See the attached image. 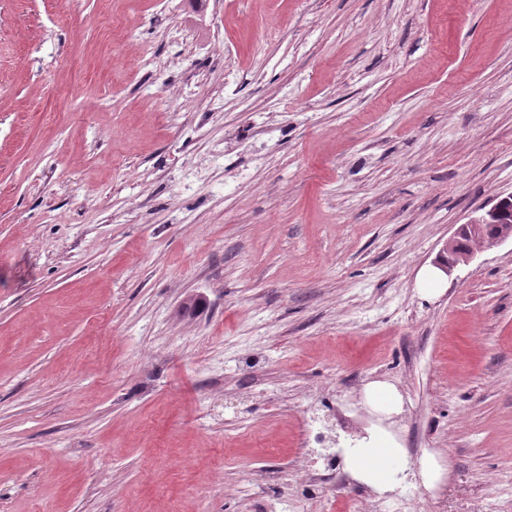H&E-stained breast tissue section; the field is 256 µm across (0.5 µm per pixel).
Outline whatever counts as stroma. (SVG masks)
Masks as SVG:
<instances>
[{"label":"stroma","mask_w":512,"mask_h":512,"mask_svg":"<svg viewBox=\"0 0 512 512\" xmlns=\"http://www.w3.org/2000/svg\"><path fill=\"white\" fill-rule=\"evenodd\" d=\"M509 193L512 0H0V512H512ZM506 197V198H505ZM500 199H504L502 203V224H494L493 220H490L496 213L495 206L487 209L482 213L478 218L469 221L467 224H478L470 225L464 228H461L459 231L457 240L459 242V247L457 250H463L468 248L471 245L476 244L477 240L482 239L485 242H490L494 238L499 235L500 226L507 227L509 224L512 225V196H505ZM486 249L487 248L483 246H473L471 250L465 254V258L463 259V261H456V255H452V252H455V239L453 235L444 242L438 256L434 261V266L442 273L448 275V272L457 267L458 265H468L471 262H473L474 259L480 253L484 252ZM366 405L374 412L382 415L399 413L401 399L396 388L385 382H372L364 392ZM340 453L344 470L350 477L379 497L402 488L409 474L418 475L427 489H435L446 472L444 463L434 452H425L414 472L409 466L406 448L381 428L351 446L340 448Z\"/></svg>","instance_id":"35a3bbf8"}]
</instances>
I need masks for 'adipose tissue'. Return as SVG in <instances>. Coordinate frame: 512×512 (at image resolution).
Masks as SVG:
<instances>
[{
	"label": "adipose tissue",
	"mask_w": 512,
	"mask_h": 512,
	"mask_svg": "<svg viewBox=\"0 0 512 512\" xmlns=\"http://www.w3.org/2000/svg\"><path fill=\"white\" fill-rule=\"evenodd\" d=\"M341 456L350 477L381 497L402 488L412 473L426 488H437L446 472L441 458L432 452L424 453L417 466H410L406 448L381 428L343 448Z\"/></svg>",
	"instance_id": "ef3b65f1"
}]
</instances>
